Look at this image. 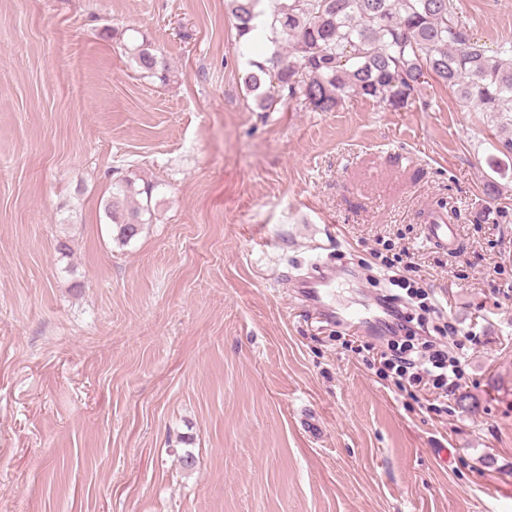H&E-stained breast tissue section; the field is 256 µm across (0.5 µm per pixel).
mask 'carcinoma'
Segmentation results:
<instances>
[{
  "label": "carcinoma",
  "mask_w": 512,
  "mask_h": 512,
  "mask_svg": "<svg viewBox=\"0 0 512 512\" xmlns=\"http://www.w3.org/2000/svg\"><path fill=\"white\" fill-rule=\"evenodd\" d=\"M238 37L269 32L270 56L249 62L243 85L260 112L289 102L331 112L356 95L401 109L426 79L512 127V42L489 51L454 21L453 0H229ZM140 71H168L157 54L133 48ZM154 186H112L105 210L128 243L151 213ZM142 201L129 205L132 196Z\"/></svg>",
  "instance_id": "carcinoma-1"
}]
</instances>
